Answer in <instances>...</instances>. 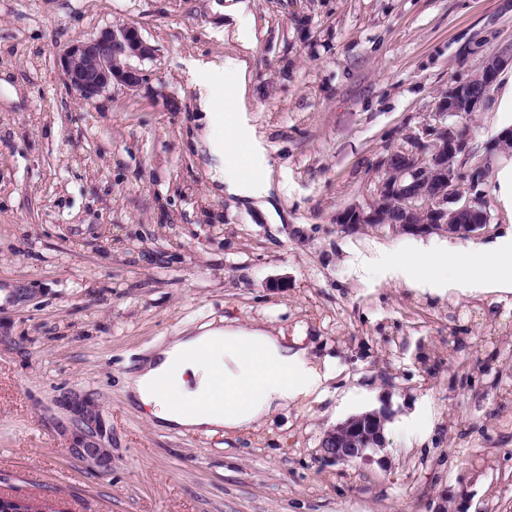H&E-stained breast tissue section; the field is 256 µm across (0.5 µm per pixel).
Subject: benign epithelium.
<instances>
[{
  "mask_svg": "<svg viewBox=\"0 0 512 512\" xmlns=\"http://www.w3.org/2000/svg\"><path fill=\"white\" fill-rule=\"evenodd\" d=\"M154 48L139 30L128 24L107 27L90 40H74L55 56V66L68 87L82 98H95L117 82L130 91L142 84L141 72L130 59H146ZM512 66V44L485 62L487 81ZM487 95L475 90L474 81H452L435 101L434 123L421 133L405 134L406 145L389 151L382 159L383 177L375 184L372 201L366 207L344 208L336 223L347 231L374 228L393 235L431 234L468 238L484 233L490 224L484 190L479 185L488 176L491 160L465 168L469 155L467 135L448 118L479 111ZM73 411L74 446L79 460L103 464L110 450L102 442L98 416L89 405L76 401ZM390 408L352 416L328 427L319 449L322 459L348 464L367 460L386 449L384 425ZM0 512H39L31 501L0 497Z\"/></svg>",
  "mask_w": 512,
  "mask_h": 512,
  "instance_id": "1",
  "label": "benign epithelium"
}]
</instances>
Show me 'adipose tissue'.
<instances>
[{"mask_svg": "<svg viewBox=\"0 0 512 512\" xmlns=\"http://www.w3.org/2000/svg\"><path fill=\"white\" fill-rule=\"evenodd\" d=\"M455 254L419 246L415 255L391 265L396 281H419L421 288L443 292L444 284L418 280L420 267L454 262ZM205 347L206 360L186 358L195 347ZM224 374V390L236 394V405L224 409H180L184 400L208 394L215 371ZM328 373L311 366L305 350L288 347L279 337L256 328H214L178 336L155 349L129 380L136 403L150 407L153 418L187 430L212 432L216 428L250 427L271 412L315 395Z\"/></svg>", "mask_w": 512, "mask_h": 512, "instance_id": "ef3b65f1", "label": "adipose tissue"}]
</instances>
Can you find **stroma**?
<instances>
[{
	"label": "stroma",
	"mask_w": 512,
	"mask_h": 512,
	"mask_svg": "<svg viewBox=\"0 0 512 512\" xmlns=\"http://www.w3.org/2000/svg\"><path fill=\"white\" fill-rule=\"evenodd\" d=\"M132 24L153 57L137 91H71L54 58ZM512 42V0H0V496L42 512H512V291L467 257L512 230L496 178L475 238L431 269L445 293L391 281L413 235L343 230L381 158L432 123L451 80ZM215 111L242 118L272 191L216 181L199 71L225 57ZM459 118L481 164L512 125L499 99ZM177 108H169V98ZM259 328L329 370L321 395L250 428L157 426L129 378L200 326ZM93 402L108 465L76 459L68 405ZM390 404L385 454L336 464L328 426Z\"/></svg>",
	"instance_id": "35a3bbf8"
}]
</instances>
